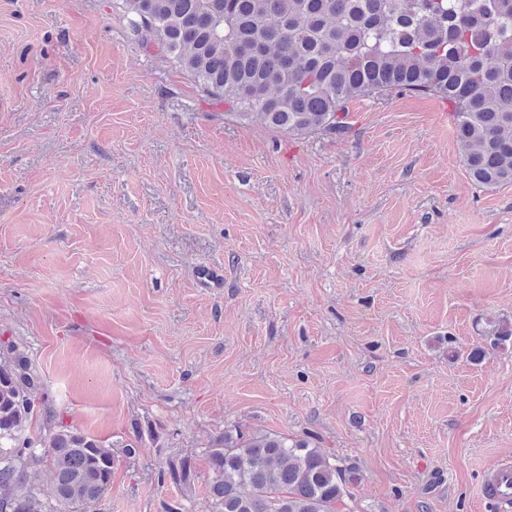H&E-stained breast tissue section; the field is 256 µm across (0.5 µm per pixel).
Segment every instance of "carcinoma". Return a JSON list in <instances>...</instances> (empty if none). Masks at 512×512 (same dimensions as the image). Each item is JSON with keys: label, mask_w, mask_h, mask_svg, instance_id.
Returning <instances> with one entry per match:
<instances>
[{"label": "carcinoma", "mask_w": 512, "mask_h": 512, "mask_svg": "<svg viewBox=\"0 0 512 512\" xmlns=\"http://www.w3.org/2000/svg\"><path fill=\"white\" fill-rule=\"evenodd\" d=\"M131 34L172 56L237 121L343 135L360 97H440L471 179L512 183V0H119ZM42 421L32 434L28 425ZM215 512H340L346 469L309 438L226 430L206 449ZM115 458L64 423L26 353L0 338V512H95ZM45 470L53 498L30 481ZM192 461L160 468L190 482Z\"/></svg>", "instance_id": "cac0c4a2"}]
</instances>
